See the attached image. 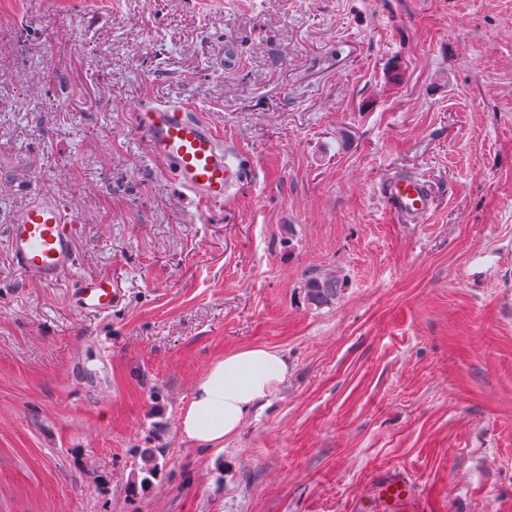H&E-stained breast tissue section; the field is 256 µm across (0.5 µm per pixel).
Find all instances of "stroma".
<instances>
[{
	"label": "stroma",
	"instance_id": "stroma-1",
	"mask_svg": "<svg viewBox=\"0 0 512 512\" xmlns=\"http://www.w3.org/2000/svg\"><path fill=\"white\" fill-rule=\"evenodd\" d=\"M173 97L240 161L223 204L135 129ZM392 176L430 182L424 223ZM34 191L76 207L51 287L6 239ZM102 274L125 301L85 314ZM247 346L288 375L200 448L193 385ZM393 470L424 512H512V0H27L0 29V512H364ZM379 193L389 209L408 224H421L429 216L432 192L422 178H387L381 183ZM304 289L309 303L321 308L336 303L342 291V284L336 275L325 273L308 278ZM125 289L112 275H99L76 279L72 288L74 304L91 315H104L112 312L124 300ZM141 463L134 473V477L128 485V493L134 497L146 490L153 484L160 474L161 466L159 459L153 450H146L141 455Z\"/></svg>",
	"mask_w": 512,
	"mask_h": 512
}]
</instances>
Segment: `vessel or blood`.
<instances>
[{"label": "vessel or blood", "instance_id": "obj_1", "mask_svg": "<svg viewBox=\"0 0 512 512\" xmlns=\"http://www.w3.org/2000/svg\"><path fill=\"white\" fill-rule=\"evenodd\" d=\"M135 128L145 135L151 158L199 204L223 203L237 186V156L185 103L167 99L142 105L135 111ZM379 193L406 223H423L430 213L432 192L424 179L390 177L381 183ZM7 238L18 269L43 285L57 284L74 268L73 211L53 197L31 193L12 219ZM124 296L121 283L108 274L76 279L72 288L74 304L91 315L111 313ZM374 490L383 512H404L405 505L417 498L412 481L401 472L381 476Z\"/></svg>", "mask_w": 512, "mask_h": 512}]
</instances>
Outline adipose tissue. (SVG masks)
<instances>
[{"label": "adipose tissue", "mask_w": 512, "mask_h": 512, "mask_svg": "<svg viewBox=\"0 0 512 512\" xmlns=\"http://www.w3.org/2000/svg\"><path fill=\"white\" fill-rule=\"evenodd\" d=\"M287 373L286 359L267 347H246L214 359L193 386L180 417L182 435L202 447L222 444Z\"/></svg>", "instance_id": "1"}]
</instances>
